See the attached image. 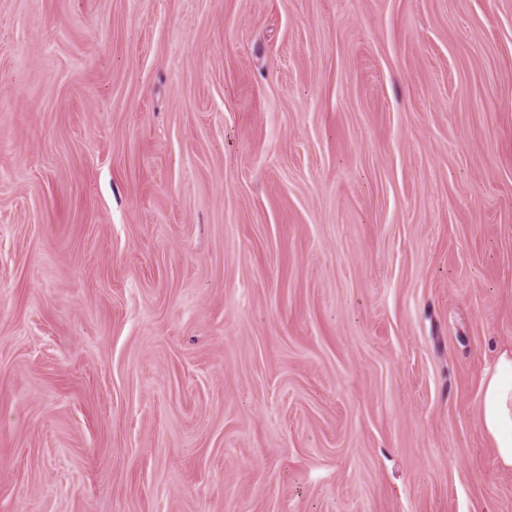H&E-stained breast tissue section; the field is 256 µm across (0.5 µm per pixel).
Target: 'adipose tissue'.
<instances>
[{"label":"adipose tissue","mask_w":512,"mask_h":512,"mask_svg":"<svg viewBox=\"0 0 512 512\" xmlns=\"http://www.w3.org/2000/svg\"><path fill=\"white\" fill-rule=\"evenodd\" d=\"M480 420L498 464L512 468V349L499 351L481 380Z\"/></svg>","instance_id":"obj_1"}]
</instances>
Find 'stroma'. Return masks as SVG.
I'll return each instance as SVG.
<instances>
[{
  "label": "stroma",
  "mask_w": 512,
  "mask_h": 512,
  "mask_svg": "<svg viewBox=\"0 0 512 512\" xmlns=\"http://www.w3.org/2000/svg\"><path fill=\"white\" fill-rule=\"evenodd\" d=\"M512 0H0V512H512ZM480 420L498 464L512 468V349L499 351L481 380Z\"/></svg>",
  "instance_id": "35a3bbf8"
}]
</instances>
